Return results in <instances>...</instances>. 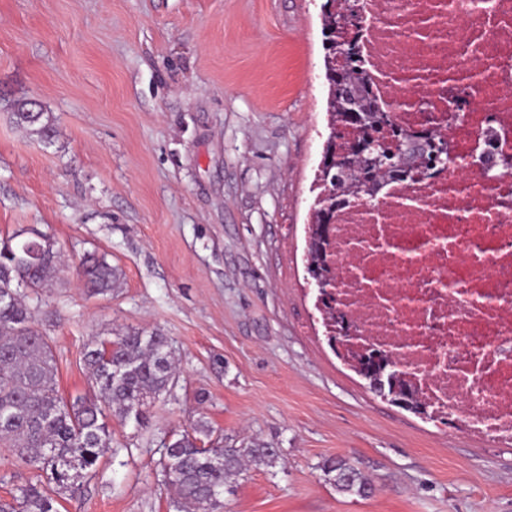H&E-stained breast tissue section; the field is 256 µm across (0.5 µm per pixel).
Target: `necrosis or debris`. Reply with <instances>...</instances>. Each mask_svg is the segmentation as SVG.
Returning <instances> with one entry per match:
<instances>
[{"label": "necrosis or debris", "instance_id": "1", "mask_svg": "<svg viewBox=\"0 0 512 512\" xmlns=\"http://www.w3.org/2000/svg\"><path fill=\"white\" fill-rule=\"evenodd\" d=\"M370 95L451 149L447 170L341 199L337 308L421 400L512 443V0H355Z\"/></svg>", "mask_w": 512, "mask_h": 512}]
</instances>
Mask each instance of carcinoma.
<instances>
[{"label": "carcinoma", "instance_id": "obj_1", "mask_svg": "<svg viewBox=\"0 0 512 512\" xmlns=\"http://www.w3.org/2000/svg\"><path fill=\"white\" fill-rule=\"evenodd\" d=\"M348 12L352 9L324 14L329 140L339 149L385 131L390 138L405 141L409 136L391 133L389 115L372 104L367 73L344 42L347 30H336ZM11 119L39 141H53L55 117L33 102H16ZM405 176L402 163L372 166L355 150L344 170L334 164L322 165L318 180L325 204L315 209L309 232L319 237L339 194L376 191L383 182ZM60 267L61 246L42 232L33 230L11 250H0V447L11 449L18 460L36 471V479L16 487L11 500L0 501V512H58L43 482L54 485L60 497L80 492L83 480L112 444L106 411L139 425L146 412L141 400L150 403L170 393L176 384L169 339L157 332L132 329L84 347L83 362L89 369L93 394L69 401L60 394L52 346L36 327L31 312V303L39 302L41 292L58 282ZM75 272L91 295L112 294L122 277L105 254L84 256ZM210 433L208 427L197 424L191 433L174 434L160 460L161 471L175 492V512H217L224 488L241 471L240 449L202 445V437ZM247 455L270 468L280 461V450L264 442L254 444ZM322 471L339 492L360 497L372 493V485L343 458L325 462Z\"/></svg>", "mask_w": 512, "mask_h": 512}]
</instances>
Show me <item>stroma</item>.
Wrapping results in <instances>:
<instances>
[{"instance_id":"35a3bbf8","label":"stroma","mask_w":512,"mask_h":512,"mask_svg":"<svg viewBox=\"0 0 512 512\" xmlns=\"http://www.w3.org/2000/svg\"><path fill=\"white\" fill-rule=\"evenodd\" d=\"M325 0H0V243L33 227L68 271L34 307L64 398L84 346L135 328L171 342L178 382L59 512H173L165 438L204 421L247 465L220 512H512V445L385 400L329 347L307 285L314 179L329 133ZM31 100L52 143L14 125ZM122 269L89 295L84 253ZM341 457L375 486L340 493ZM247 455L252 461L258 465H264L266 467H276L280 461V450L274 448L269 443H256L252 448H248Z\"/></svg>"}]
</instances>
